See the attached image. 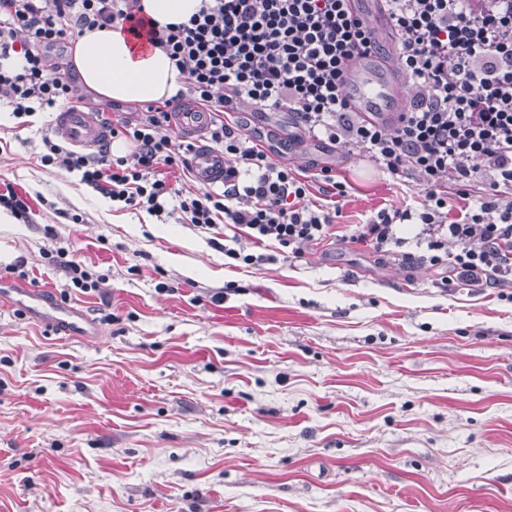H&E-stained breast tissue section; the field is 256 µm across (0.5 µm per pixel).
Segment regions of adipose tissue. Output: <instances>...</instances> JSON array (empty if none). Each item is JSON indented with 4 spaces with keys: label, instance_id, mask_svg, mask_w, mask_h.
<instances>
[{
    "label": "adipose tissue",
    "instance_id": "ef3b65f1",
    "mask_svg": "<svg viewBox=\"0 0 512 512\" xmlns=\"http://www.w3.org/2000/svg\"><path fill=\"white\" fill-rule=\"evenodd\" d=\"M72 57L83 84L109 99L163 100L180 87L179 72L166 52L140 51L118 21L85 32L76 41Z\"/></svg>",
    "mask_w": 512,
    "mask_h": 512
}]
</instances>
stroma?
I'll use <instances>...</instances> for the list:
<instances>
[{"label": "stroma", "mask_w": 512, "mask_h": 512, "mask_svg": "<svg viewBox=\"0 0 512 512\" xmlns=\"http://www.w3.org/2000/svg\"><path fill=\"white\" fill-rule=\"evenodd\" d=\"M54 116L0 97V188L31 206L0 223V280L59 294L72 248L102 283L71 293L76 339L0 302V512H512V302L350 240L415 180L243 113L277 162L347 186L335 238L247 267L43 166Z\"/></svg>", "instance_id": "obj_1"}]
</instances>
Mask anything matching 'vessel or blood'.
<instances>
[{"label":"vessel or blood","instance_id":"obj_1","mask_svg":"<svg viewBox=\"0 0 512 512\" xmlns=\"http://www.w3.org/2000/svg\"><path fill=\"white\" fill-rule=\"evenodd\" d=\"M345 7L373 35L379 49L350 61L343 94L350 107L367 118L379 122L399 120L408 94V82L391 53L396 43V30L388 2L347 0ZM210 122V113L192 104L183 107L172 122L180 134L193 141L192 169L198 181L206 185L221 182L225 168L223 153L211 147L204 138ZM53 128L62 139L85 148L99 147L110 137L109 129L96 114L80 106L56 113ZM35 302L57 333L73 335L83 318L77 308L58 305L48 295L37 296Z\"/></svg>","mask_w":512,"mask_h":512}]
</instances>
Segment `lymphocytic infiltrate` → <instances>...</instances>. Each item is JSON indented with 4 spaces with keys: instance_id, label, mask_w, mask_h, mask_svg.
I'll use <instances>...</instances> for the list:
<instances>
[{
    "instance_id": "lymphocytic-infiltrate-1",
    "label": "lymphocytic infiltrate",
    "mask_w": 512,
    "mask_h": 512,
    "mask_svg": "<svg viewBox=\"0 0 512 512\" xmlns=\"http://www.w3.org/2000/svg\"><path fill=\"white\" fill-rule=\"evenodd\" d=\"M200 2L188 21L148 30L182 89L134 121L98 114L128 153L112 155L107 144L77 151L47 136L43 165L78 173L130 209L159 215L177 196L183 223L225 224L244 231L249 246L273 243L297 258L333 236L340 208L332 200L346 187L329 170L316 186L274 163L233 120L247 110L287 112L312 139L418 181L420 206L380 208L353 241L398 265H428L449 288H512V0H389L396 63L410 85L408 110L393 125L366 121L343 97L345 62L372 47L343 0ZM143 11L141 0H0V95L20 118L79 103L68 79L46 78L52 51L117 19L136 31ZM186 98L213 114L208 140L224 153L223 191L191 185L192 145L161 133ZM164 166L181 171L180 189L156 177Z\"/></svg>"
}]
</instances>
